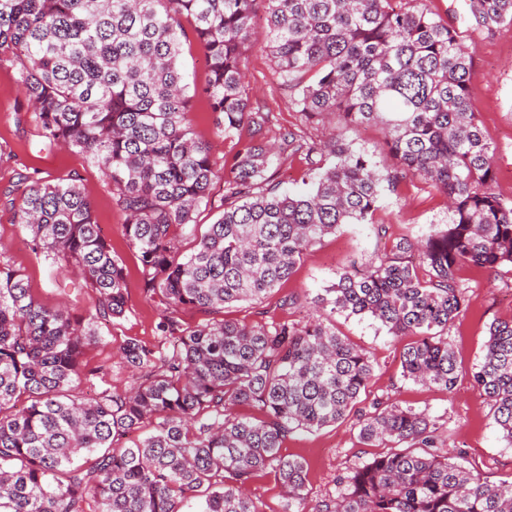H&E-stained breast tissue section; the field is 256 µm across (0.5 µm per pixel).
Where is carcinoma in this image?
Returning a JSON list of instances; mask_svg holds the SVG:
<instances>
[{"instance_id": "cac0c4a2", "label": "carcinoma", "mask_w": 512, "mask_h": 512, "mask_svg": "<svg viewBox=\"0 0 512 512\" xmlns=\"http://www.w3.org/2000/svg\"><path fill=\"white\" fill-rule=\"evenodd\" d=\"M430 0H0V54L44 145L85 156L117 195L144 291L163 306L162 344L121 347L130 388L72 399L80 356L99 325L126 314L123 264L74 182L31 180L16 223L61 273L98 295L77 318L41 305L0 263V512H258L248 485L268 469L283 512H302L307 468L281 454L288 435L354 418L368 447L387 448L338 479L315 512H512V482L491 483L439 449L427 414L381 397L358 407L374 374L368 352L336 334V312L369 317L396 339L404 379L452 392L458 366L448 326L464 312L465 267L512 265V201L495 191V149L469 105L472 58ZM266 47L306 120L379 127L395 162L383 176L363 151L282 133L280 150L329 155L312 187L286 194L269 174L264 120L242 84V53L258 14ZM208 66L204 93L216 134L251 127L229 170L190 129L180 73V19ZM488 31L512 24V0H466L458 19ZM425 181L444 193L448 224L415 245L402 238L370 262L351 261L314 298L304 324L208 319L287 282L303 254L344 224H367L382 183ZM223 211L196 222L213 186ZM494 425L512 446V321H494L473 373ZM231 405L258 411L240 417ZM144 438L121 443L145 425Z\"/></svg>"}]
</instances>
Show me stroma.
I'll return each mask as SVG.
<instances>
[{
	"label": "stroma",
	"mask_w": 512,
	"mask_h": 512,
	"mask_svg": "<svg viewBox=\"0 0 512 512\" xmlns=\"http://www.w3.org/2000/svg\"><path fill=\"white\" fill-rule=\"evenodd\" d=\"M462 40L473 56V76L469 88L470 106L476 112L496 147V190L512 200V25L493 30L463 29ZM244 84L252 108L262 110L268 133L275 146L274 179L280 191L298 193L309 189L315 176L303 154L279 152V135L284 130L298 132L319 141L328 134L364 149L380 173L393 170L394 161L377 128L355 130L338 127L332 115H322L314 123L305 120L289 102L277 69L266 48V23L257 19L255 35L244 51ZM181 64L190 85L191 131L208 143L217 164L231 166L239 144L248 131L224 138L217 136L216 115L201 89L206 81L207 63L194 38L183 41ZM18 64L10 54L0 55V261L21 271L32 294L48 306H68L74 316L94 311L95 290L78 282L54 278L52 261L33 251L29 233L17 224L15 210L4 191L16 184L18 175L42 180H72L93 204L102 236L124 265L127 274L128 309L116 324L100 326V342L88 345L81 358L85 380L75 390L76 399L88 401L99 389L125 391L131 373L120 349L130 338L154 346L161 307L143 291L139 262L123 235L122 216L110 186L99 168L83 155L43 147L40 129L31 123L17 124L16 112L22 102L16 82ZM448 222L446 200L435 188L417 179H403L384 189L369 223L345 224L325 236L302 257L294 275L281 288L260 302H243L226 308L223 316L241 323L255 324L271 319L299 322L312 309L311 300L335 280L338 270L351 259L370 260L389 251L393 241L415 238L430 228ZM461 277L468 287L467 306L448 330L454 348L459 378L453 392L415 384L400 374L402 341L389 335L371 318L336 314L332 322L339 335L370 352L375 365L369 387L371 394L390 398L403 407L425 412L436 420L443 452L451 461L493 483L512 480V447L501 439L488 402L473 383L489 325L512 320V268L491 273L464 268ZM282 453L306 463L308 496L303 512L336 492V480L346 471L362 465L377 450L359 442L351 422H343L314 433L297 432L283 442Z\"/></svg>",
	"instance_id": "35a3bbf8"
}]
</instances>
